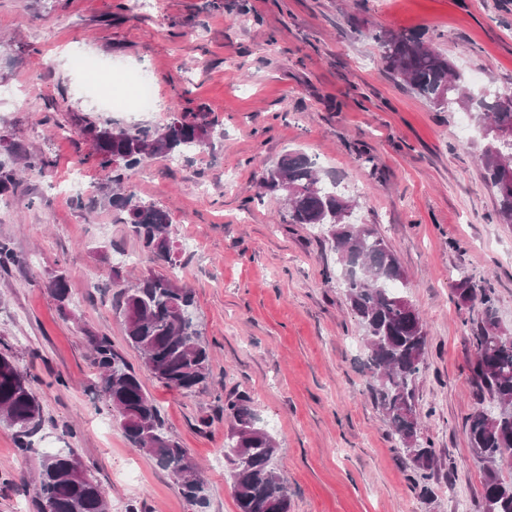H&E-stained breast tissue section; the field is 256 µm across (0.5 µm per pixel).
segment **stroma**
Returning a JSON list of instances; mask_svg holds the SVG:
<instances>
[{
    "label": "stroma",
    "instance_id": "35a3bbf8",
    "mask_svg": "<svg viewBox=\"0 0 512 512\" xmlns=\"http://www.w3.org/2000/svg\"><path fill=\"white\" fill-rule=\"evenodd\" d=\"M423 36L471 91H512V0H0V160L13 146L46 157L6 194L0 240L19 262L0 269V351L31 378L42 420L20 451L0 422V512H28L45 454L73 451L108 490L109 512H194L169 471L126 438L99 398L88 339L110 337L140 371L168 435L202 465L207 512H237L224 462V400L250 396L278 446L290 512H483L484 468L467 416L493 408L473 376L480 302L458 303L461 278L493 291L512 336V224L499 223L483 179L485 141L469 111L436 107L385 72L371 35ZM102 65L104 93L144 70L167 105L154 114L96 108L71 63L74 44ZM202 115L201 151L131 170L89 162L81 128H158ZM298 151L337 182L353 218L397 256L404 296L427 332L416 381L423 436L435 451L422 479L375 403L367 352L337 255L320 227L292 224L266 168ZM81 172L89 193L49 187ZM169 211L176 265L142 251L113 186ZM71 287L67 307L49 290ZM150 274L192 289L211 353L193 393L144 372L125 342L118 282Z\"/></svg>",
    "mask_w": 512,
    "mask_h": 512
}]
</instances>
